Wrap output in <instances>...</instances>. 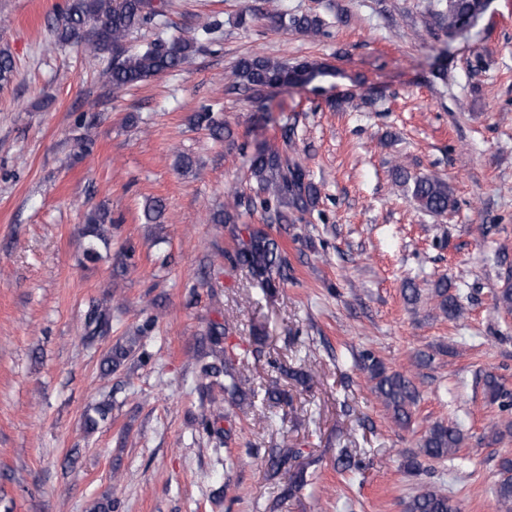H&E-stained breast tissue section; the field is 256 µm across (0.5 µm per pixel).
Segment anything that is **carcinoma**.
<instances>
[{
  "mask_svg": "<svg viewBox=\"0 0 512 512\" xmlns=\"http://www.w3.org/2000/svg\"><path fill=\"white\" fill-rule=\"evenodd\" d=\"M484 7L481 0H447L445 8L432 13V20L446 33H458L479 17ZM157 13L153 0H69L56 26L57 38L60 42H77L82 37V30H93L87 41L88 48L111 54L109 81L112 90L119 92L180 68L198 50L196 38L178 36L130 52L126 46L129 34L147 24ZM267 18L271 26L277 29H292L313 38L326 34L327 23L318 15L276 12L267 14ZM324 71V65L308 61L288 63L264 56H248L239 59L235 65L233 89L260 99L270 90L309 84ZM197 122L208 127L217 138L226 129L225 123L216 119L206 106L198 113ZM249 169L256 181L255 195L248 198L234 195L225 204L223 212L212 216V222L236 223L237 210L241 207L259 209L264 213L265 226L245 224L232 229L236 247L227 257L233 266L246 270L263 292L273 293L288 281L289 263L285 249L269 229L275 224L286 229L298 220V216L311 211L318 200L319 191L303 163L277 146L258 148L250 159ZM393 176L395 182L406 187L411 199L425 212L442 215L456 205L448 182L436 175L413 176L397 165ZM110 222L112 219L104 209L98 208L89 214L85 228V236L89 237L87 257H93L96 241L104 238V225ZM451 288L452 282L445 278L438 280L432 289V299L444 317L457 320L463 316L464 308L459 297L450 293ZM157 319L156 315L148 316L137 327V335L113 346L103 362L104 370L110 372L119 367L140 340L153 330ZM85 326L91 336L104 335L109 330V315L100 306L94 305L85 316ZM226 331L223 323L213 322L209 325L206 336L216 361L203 364L199 377L205 387L217 386L224 392L225 404L241 408L246 402L243 390L246 366L244 361L226 355ZM360 366L392 421L401 428L408 427L412 420V408L417 401V392L411 380L400 372L388 370L369 350L360 355ZM483 386L489 401L498 402L503 408L512 405V394L494 374L484 375ZM264 396L272 404L288 402L286 393L276 379L268 382ZM463 443L464 436L460 429L436 422L419 440L417 452L406 457L405 469L417 472L424 460L444 461L454 456ZM499 474L495 485L496 507L498 512H512V459L501 460ZM404 512H456V506L444 490L423 485L405 502Z\"/></svg>",
  "mask_w": 512,
  "mask_h": 512,
  "instance_id": "cac0c4a2",
  "label": "carcinoma"
}]
</instances>
